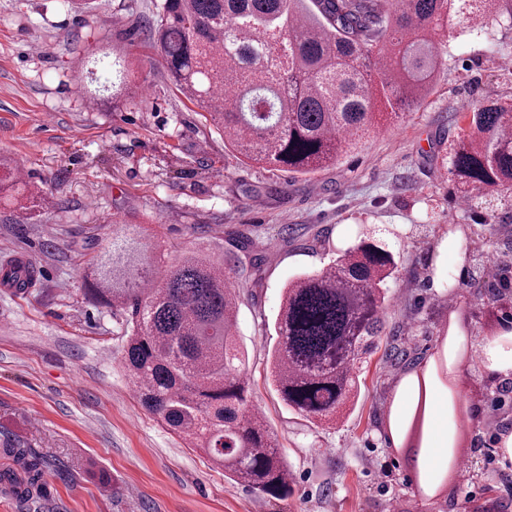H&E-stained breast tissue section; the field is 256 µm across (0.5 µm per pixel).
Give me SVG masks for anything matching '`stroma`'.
<instances>
[{
    "label": "stroma",
    "instance_id": "stroma-1",
    "mask_svg": "<svg viewBox=\"0 0 512 512\" xmlns=\"http://www.w3.org/2000/svg\"><path fill=\"white\" fill-rule=\"evenodd\" d=\"M0 0V154L25 160L49 207L16 223L0 207V264L26 253L34 283L0 284V430L47 460L40 512H512V402L490 404L501 373L473 366L487 346L512 353V300L476 299L461 252L481 255L483 281L512 238V194L465 210L449 150L466 128L463 106L512 99V28L457 26L422 104L380 127L362 147L307 176L241 162L148 50L155 0ZM129 53L144 92L112 108V49ZM156 224L166 261L187 250L225 254L250 244L264 261L235 277L238 340L249 354L253 404L293 475L288 498H262L186 448L140 404L123 364L125 315L85 296L82 271L113 220ZM399 263L385 336L411 360L376 349L361 392L335 425L318 427L281 401L268 352L282 289L361 238ZM458 239L460 249L446 247ZM448 286L432 285L435 273ZM467 352L450 368L470 408V486L448 479L443 435H455L433 360L449 339ZM418 376L438 406L439 433L404 439L417 412ZM436 443L430 470L422 441Z\"/></svg>",
    "mask_w": 512,
    "mask_h": 512
}]
</instances>
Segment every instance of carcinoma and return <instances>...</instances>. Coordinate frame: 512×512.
<instances>
[{"mask_svg":"<svg viewBox=\"0 0 512 512\" xmlns=\"http://www.w3.org/2000/svg\"><path fill=\"white\" fill-rule=\"evenodd\" d=\"M512 27V0H159L154 49L173 85L209 115L243 162L307 175L337 163L384 121L418 105L443 57L439 33L455 24ZM512 104L464 113L469 132L450 170L471 193L512 194ZM0 191L47 202L0 157ZM258 254L224 267V252H190L165 264L157 233L112 230L90 272V294L126 313L125 363L142 405L236 484L283 499L292 477L265 417L252 411L239 295L230 274L260 267ZM394 254L362 240L285 288L275 320L271 378L282 401L330 423L360 394L367 356L384 328ZM18 288L30 266H15ZM502 277L478 299L497 302Z\"/></svg>","mask_w":512,"mask_h":512,"instance_id":"cac0c4a2","label":"carcinoma"}]
</instances>
